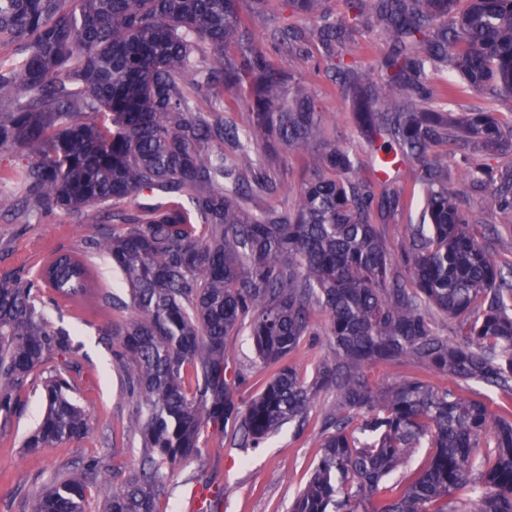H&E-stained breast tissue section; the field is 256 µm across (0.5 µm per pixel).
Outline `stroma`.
Here are the masks:
<instances>
[{"label":"stroma","instance_id":"stroma-1","mask_svg":"<svg viewBox=\"0 0 512 512\" xmlns=\"http://www.w3.org/2000/svg\"><path fill=\"white\" fill-rule=\"evenodd\" d=\"M300 81L314 95L329 135L356 153L363 167H370L373 158L356 125L353 103L334 81L331 71L312 64L303 70ZM416 173V163L401 165L390 187L404 189L405 194L396 211L378 225L383 239L394 249L399 246L404 225L421 221L419 201L410 195ZM464 208L473 221L493 225L487 244L502 260H511L512 224L495 207L489 189L475 190ZM98 219V224L93 225L80 214L60 209L30 216L0 212V279L19 273L35 275L42 259L50 253L79 251L96 270L103 291H111L118 275L109 257L89 247L88 241L97 234L99 224H111L112 214L100 212ZM49 317L67 328L81 347L75 399L88 417L90 432L84 439L64 441L38 453L23 448L24 438L44 415L41 386L53 371L52 363H45L35 371L33 387L21 393L8 426L0 430V512H29L36 489L61 474L76 471L88 459H103L109 476L118 480L139 462L140 443L124 431L133 406L112 367L111 348L100 336L102 330L124 319V311L101 301L53 311ZM227 343L237 367L248 376L247 384L235 393L236 402L244 408L260 391L270 371L258 359L248 331L229 337ZM329 343L326 321L316 317L313 335L305 337L289 355V365L300 373H310L326 355ZM334 400L332 393L318 394L304 424H284L256 448L234 446L223 432L204 427L198 454L173 468L169 494L160 502L162 512H193L194 494L203 486L222 490L216 512H288L319 454L322 420Z\"/></svg>","mask_w":512,"mask_h":512}]
</instances>
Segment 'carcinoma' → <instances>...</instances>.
Here are the masks:
<instances>
[{
    "label": "carcinoma",
    "instance_id": "1",
    "mask_svg": "<svg viewBox=\"0 0 512 512\" xmlns=\"http://www.w3.org/2000/svg\"><path fill=\"white\" fill-rule=\"evenodd\" d=\"M261 0H0V150L32 157L0 180L26 190L0 195V211L87 214L112 210L118 230L90 245L122 275L129 301L95 288L73 253L47 256L37 275L0 281V416L31 375L56 359L43 384L45 414L23 442L31 453L89 430L71 396L77 348L47 309L91 296L129 310L106 332L133 399L126 433L140 438L137 469L117 482L100 461L40 490L32 512H160L171 468L197 452L202 429L234 427L257 447L285 421L305 417L317 394L335 393L320 454L291 512H512V405L492 408L451 387L413 378L374 384L366 365L410 362L421 371L476 380L512 393V262L469 231L465 199L491 188L512 218V172L478 166L448 189L442 157L470 146L512 156V125L492 105L512 101V0H286L312 19L299 31L266 27L290 56L278 68L243 29ZM365 29L387 46L371 72L348 60ZM321 55L356 105L374 157L368 175L350 150L325 139L322 114L295 73ZM451 70L489 106L455 117L428 84ZM209 99L199 111L195 97ZM247 123L224 116L226 101ZM305 163L295 203L260 206L288 156ZM413 160L427 222L405 227L399 251L376 221L399 205L376 193ZM162 190L179 204L124 205ZM460 319L463 341L441 335L432 312ZM327 319L330 353L305 376L283 366L241 411L246 381L227 339L246 328L266 364L286 358ZM362 423L352 427L357 418ZM427 465L386 503L366 508L416 448Z\"/></svg>",
    "mask_w": 512,
    "mask_h": 512
}]
</instances>
